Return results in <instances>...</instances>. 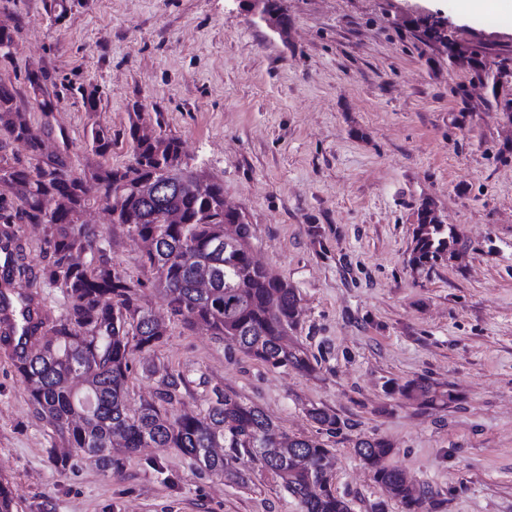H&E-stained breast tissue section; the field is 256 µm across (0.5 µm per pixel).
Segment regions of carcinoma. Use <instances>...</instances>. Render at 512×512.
<instances>
[{
  "instance_id": "obj_1",
  "label": "carcinoma",
  "mask_w": 512,
  "mask_h": 512,
  "mask_svg": "<svg viewBox=\"0 0 512 512\" xmlns=\"http://www.w3.org/2000/svg\"><path fill=\"white\" fill-rule=\"evenodd\" d=\"M18 26L0 22V59L13 57ZM424 35L453 48L448 26L424 23ZM27 81L44 116L60 99L48 87L43 69L28 72ZM133 160L125 166L99 162L79 173L69 165L70 139L62 128L46 122L34 127L20 110L14 93L0 84V236L12 250L0 256V312L39 304L38 291L15 300L4 289L17 280L32 281L14 224H42L47 263L42 279L59 288L68 301L64 318L50 328L46 321L24 327L30 347L14 351V366L39 416L49 419L70 451L49 456L62 470L89 461L103 471L118 472L139 448H177L193 464L240 487L252 479L235 468L246 456L279 478L305 512H351L333 489L335 454L316 439L287 436L257 404L215 386L203 414L175 413L171 406L188 388L184 374L166 373L156 399L131 413L126 406L127 380L133 355L158 346L166 327L140 304L146 284L129 279L112 264L102 245V232L81 221L91 203L88 186L106 203L113 223L144 244V264L153 274L151 286L161 289L172 317L188 327L202 325L213 335L235 341L242 353L273 369L311 373L308 351L290 341L297 298L288 282L272 276L251 254L252 225L240 212L224 209V185L210 180L202 190L174 189L159 205L142 195L151 181L192 183L199 175L182 166L181 145L173 137L131 125ZM59 141L57 151L43 153L44 138ZM25 145L37 163L28 166L13 150ZM112 134L91 130V152L105 157ZM24 203L12 210V199ZM457 244L452 228L430 205L417 213L410 265L421 268L443 260ZM408 398L442 406L454 400L451 391L424 378L403 388ZM307 414L320 429L341 428L336 413L311 406ZM364 466L390 498L407 512H420L425 491L416 490L404 474L389 466L390 443L365 437L355 444Z\"/></svg>"
}]
</instances>
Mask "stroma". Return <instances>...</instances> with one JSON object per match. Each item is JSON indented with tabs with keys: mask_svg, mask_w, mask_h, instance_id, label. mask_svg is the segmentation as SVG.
<instances>
[{
	"mask_svg": "<svg viewBox=\"0 0 512 512\" xmlns=\"http://www.w3.org/2000/svg\"><path fill=\"white\" fill-rule=\"evenodd\" d=\"M272 33L236 0H0L19 25L0 83L33 125L71 141L70 163L93 162L92 127L112 133L105 161L131 162V124L181 144L184 167L224 185L252 224V254L295 289L292 338L315 370L271 369L202 327L171 319L148 287L141 242L104 202L84 212L112 262L145 282L140 303L167 334L136 353L127 404L155 398L165 373L189 380L175 412H203L219 386L261 406L284 432L336 455L333 488L351 512H405L360 461L378 437L388 463L430 489L422 512H512V14H457L445 0H283ZM447 18L455 42L419 25ZM506 69L499 83L483 66ZM42 68L60 86L43 117L27 82ZM93 90L88 111L69 87ZM431 203L461 239L433 268L408 263L417 211ZM425 378L455 400L403 395ZM335 412L326 433L306 414ZM62 441L36 415L0 343V479L16 512H303L269 473L243 459L251 489L197 469L175 448H144L121 473L63 471Z\"/></svg>",
	"mask_w": 512,
	"mask_h": 512,
	"instance_id": "stroma-1",
	"label": "stroma"
}]
</instances>
